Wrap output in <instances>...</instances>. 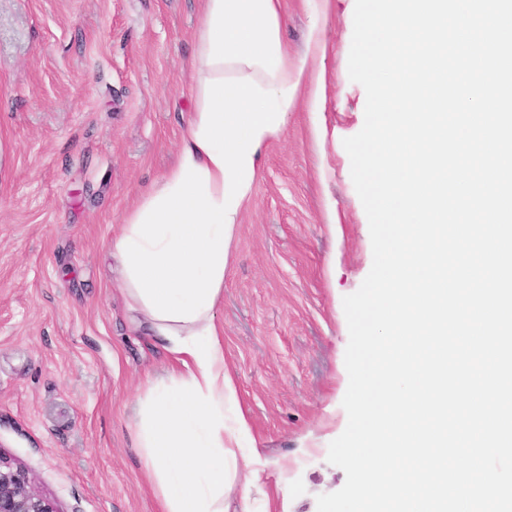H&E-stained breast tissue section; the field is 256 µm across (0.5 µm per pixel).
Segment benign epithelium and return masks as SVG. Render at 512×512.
Segmentation results:
<instances>
[{"label":"benign epithelium","instance_id":"obj_1","mask_svg":"<svg viewBox=\"0 0 512 512\" xmlns=\"http://www.w3.org/2000/svg\"><path fill=\"white\" fill-rule=\"evenodd\" d=\"M0 512H62L58 501L37 489L28 468L0 454Z\"/></svg>","mask_w":512,"mask_h":512}]
</instances>
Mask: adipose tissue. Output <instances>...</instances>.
<instances>
[{"instance_id":"obj_1","label":"adipose tissue","mask_w":512,"mask_h":512,"mask_svg":"<svg viewBox=\"0 0 512 512\" xmlns=\"http://www.w3.org/2000/svg\"><path fill=\"white\" fill-rule=\"evenodd\" d=\"M281 0H204L191 91L197 110L176 165L142 196L107 245L121 275L134 329L167 354L164 380L141 401L138 446L162 512H224L250 434L236 379L224 357L217 309L237 224L250 201L267 144L280 135L300 88L321 99L319 28L311 54L289 56Z\"/></svg>"}]
</instances>
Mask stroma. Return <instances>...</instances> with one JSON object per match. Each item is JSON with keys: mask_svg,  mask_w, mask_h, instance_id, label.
<instances>
[{"mask_svg": "<svg viewBox=\"0 0 512 512\" xmlns=\"http://www.w3.org/2000/svg\"><path fill=\"white\" fill-rule=\"evenodd\" d=\"M282 8L289 54L317 20L327 55L321 103L300 90L267 145L224 270V356L261 456L229 512H317L344 485L327 460L349 381L343 298L373 259L343 147L366 104L353 20L324 0ZM201 18L202 0H0V452L62 512H160L136 423L166 353L131 331L104 250L178 159Z\"/></svg>", "mask_w": 512, "mask_h": 512, "instance_id": "stroma-1", "label": "stroma"}]
</instances>
